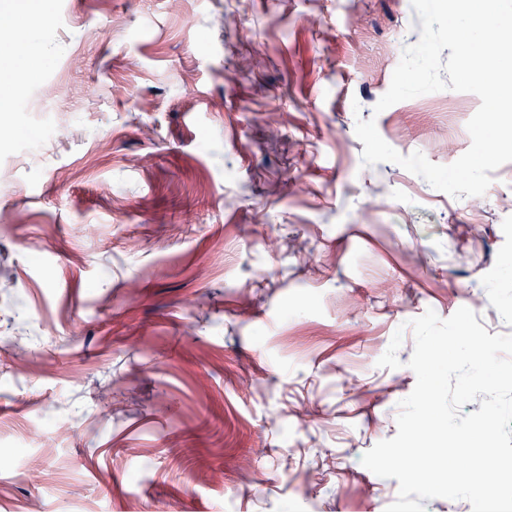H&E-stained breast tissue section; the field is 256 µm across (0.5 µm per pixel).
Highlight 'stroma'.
<instances>
[{
  "label": "stroma",
  "instance_id": "1",
  "mask_svg": "<svg viewBox=\"0 0 512 512\" xmlns=\"http://www.w3.org/2000/svg\"><path fill=\"white\" fill-rule=\"evenodd\" d=\"M12 17L45 65L0 54V345L29 352L0 361V512H385L398 482L361 457L415 387L409 321L465 306L512 334V162L478 206L361 163L360 118L436 164L471 145L475 94L373 111L419 40L411 0Z\"/></svg>",
  "mask_w": 512,
  "mask_h": 512
}]
</instances>
